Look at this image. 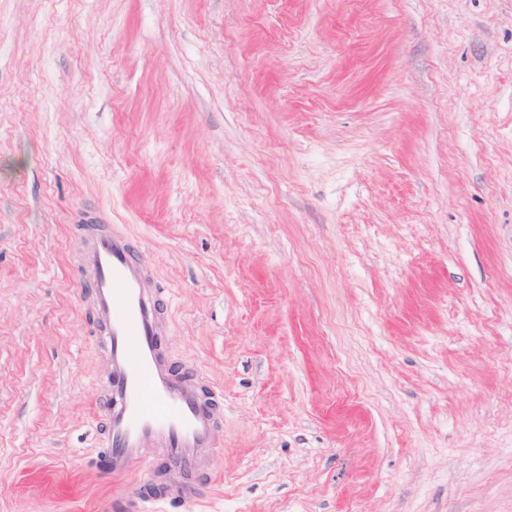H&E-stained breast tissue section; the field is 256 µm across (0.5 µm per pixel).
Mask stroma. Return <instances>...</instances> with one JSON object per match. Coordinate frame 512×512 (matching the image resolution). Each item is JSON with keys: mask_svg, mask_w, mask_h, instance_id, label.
Here are the masks:
<instances>
[{"mask_svg": "<svg viewBox=\"0 0 512 512\" xmlns=\"http://www.w3.org/2000/svg\"><path fill=\"white\" fill-rule=\"evenodd\" d=\"M86 223L224 411L160 512H512V0H0V512L113 475Z\"/></svg>", "mask_w": 512, "mask_h": 512, "instance_id": "obj_1", "label": "stroma"}]
</instances>
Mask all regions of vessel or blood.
<instances>
[{"mask_svg":"<svg viewBox=\"0 0 512 512\" xmlns=\"http://www.w3.org/2000/svg\"><path fill=\"white\" fill-rule=\"evenodd\" d=\"M85 255L93 307L104 326L108 382L101 411L112 472L132 473L146 444L196 471L213 447L220 413L205 404L199 377L167 367L158 338L165 326L163 291L119 226L88 225Z\"/></svg>","mask_w":512,"mask_h":512,"instance_id":"obj_1","label":"vessel or blood"}]
</instances>
